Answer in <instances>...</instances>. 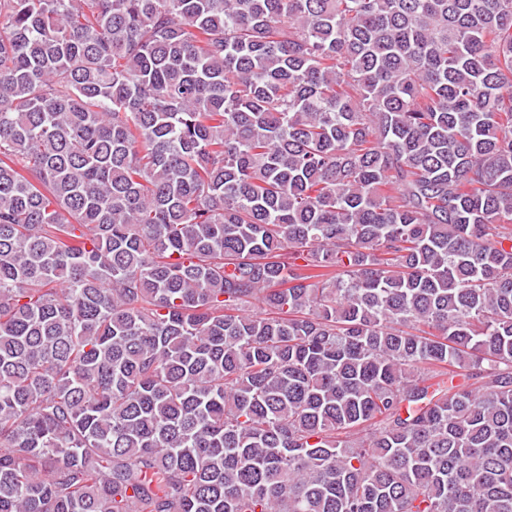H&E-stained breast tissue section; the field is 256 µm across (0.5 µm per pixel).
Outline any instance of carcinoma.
Listing matches in <instances>:
<instances>
[{"instance_id": "1", "label": "carcinoma", "mask_w": 512, "mask_h": 512, "mask_svg": "<svg viewBox=\"0 0 512 512\" xmlns=\"http://www.w3.org/2000/svg\"><path fill=\"white\" fill-rule=\"evenodd\" d=\"M0 512H512V0H0Z\"/></svg>"}]
</instances>
